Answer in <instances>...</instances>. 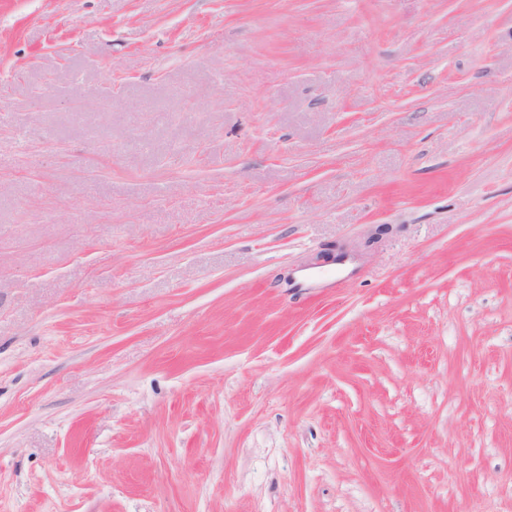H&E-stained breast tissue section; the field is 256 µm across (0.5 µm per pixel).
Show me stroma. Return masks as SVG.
Returning <instances> with one entry per match:
<instances>
[{
    "mask_svg": "<svg viewBox=\"0 0 512 512\" xmlns=\"http://www.w3.org/2000/svg\"><path fill=\"white\" fill-rule=\"evenodd\" d=\"M0 512H512V0H0Z\"/></svg>",
    "mask_w": 512,
    "mask_h": 512,
    "instance_id": "1",
    "label": "stroma"
}]
</instances>
